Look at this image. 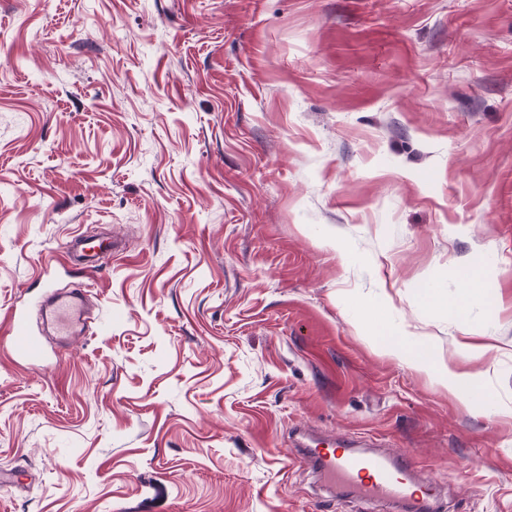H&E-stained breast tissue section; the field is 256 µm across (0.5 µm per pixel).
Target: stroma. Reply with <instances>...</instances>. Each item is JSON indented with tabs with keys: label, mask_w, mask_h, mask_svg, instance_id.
Returning <instances> with one entry per match:
<instances>
[{
	"label": "stroma",
	"mask_w": 512,
	"mask_h": 512,
	"mask_svg": "<svg viewBox=\"0 0 512 512\" xmlns=\"http://www.w3.org/2000/svg\"><path fill=\"white\" fill-rule=\"evenodd\" d=\"M80 234L117 241L97 272ZM48 283L99 322L0 346V512H365L303 427L512 512V0H0V323ZM482 280L481 273L479 269L473 270L470 277L467 280V288H464V293L461 300L453 307L454 314L456 318L464 323L467 319L468 310H467V301L469 298L475 296L480 289ZM1 342L6 343L12 353L31 363L41 362L46 358V348L37 336H31L26 320L22 315H13L8 327L1 329ZM377 334L389 356L415 371L426 373L433 382L461 401H468L474 389L486 390L482 375L452 371L438 360L432 346L425 340L406 334L395 335L388 327H382Z\"/></svg>",
	"instance_id": "stroma-1"
}]
</instances>
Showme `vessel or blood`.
I'll return each instance as SVG.
<instances>
[{"label": "vessel or blood", "instance_id": "obj_1", "mask_svg": "<svg viewBox=\"0 0 512 512\" xmlns=\"http://www.w3.org/2000/svg\"><path fill=\"white\" fill-rule=\"evenodd\" d=\"M45 317L61 341L83 335L88 324L83 292L52 291L45 301ZM0 342L31 363L46 357L44 343L29 333L21 315L11 316L0 331ZM343 447L339 453L317 444L300 446L326 489L356 491L365 502H386L393 512H435L438 485L432 473L420 471L408 451L378 452L351 439L344 440Z\"/></svg>", "mask_w": 512, "mask_h": 512}]
</instances>
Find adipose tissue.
<instances>
[{"instance_id":"1","label":"adipose tissue","mask_w":512,"mask_h":512,"mask_svg":"<svg viewBox=\"0 0 512 512\" xmlns=\"http://www.w3.org/2000/svg\"><path fill=\"white\" fill-rule=\"evenodd\" d=\"M378 338L385 352L407 367L426 373L437 385L460 400H468L476 389H485L482 375L452 371L438 360L432 346L425 340L404 334L397 335L390 328H381Z\"/></svg>"}]
</instances>
